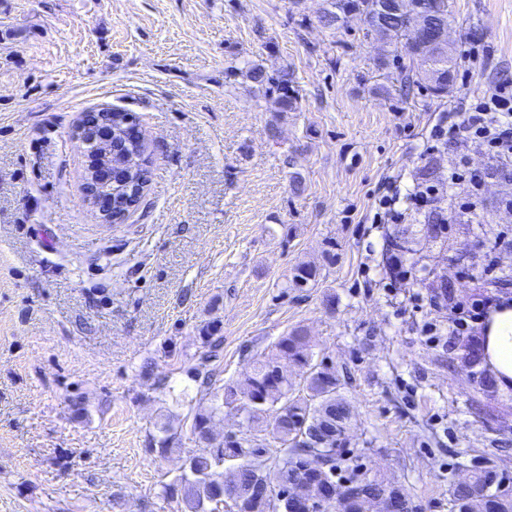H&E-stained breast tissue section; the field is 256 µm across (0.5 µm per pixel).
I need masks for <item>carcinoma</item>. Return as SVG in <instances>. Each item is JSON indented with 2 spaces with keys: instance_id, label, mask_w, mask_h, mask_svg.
<instances>
[{
  "instance_id": "carcinoma-1",
  "label": "carcinoma",
  "mask_w": 512,
  "mask_h": 512,
  "mask_svg": "<svg viewBox=\"0 0 512 512\" xmlns=\"http://www.w3.org/2000/svg\"><path fill=\"white\" fill-rule=\"evenodd\" d=\"M350 13L364 17V36L390 44L405 35L413 20L420 21L428 30L448 25V0H327L321 22L333 27ZM392 63L396 64L397 81L402 86L420 85L432 96L441 97L447 93L448 80L458 65V54L457 49L448 44L426 52L418 43L405 41L378 59L381 68ZM246 78L263 97L275 95L277 111L298 110L299 100L288 71L274 76L255 64L247 69ZM130 126H136V117L115 110L112 142L125 146L132 162L129 182L112 187L115 221L120 223L140 203L150 182L148 142L143 136H131ZM319 276L317 266L299 263L292 268L287 287L312 288ZM206 339L210 352L200 357L199 366L193 369V378L199 382L201 392L213 395V400L207 408L191 409V433L199 437L205 435L224 406L238 402L246 412L248 428L256 434L268 431L273 421L280 420L275 437L278 450L276 455L266 458L263 449L250 441L229 439L219 455L208 452L188 457L185 469L177 478L188 512H220V507L228 500L234 512L253 509L279 512L267 495L270 489L276 487L286 493L293 484L323 476L336 477L344 484L346 500L341 504V512H362L364 499L385 491L383 478L360 472L361 464L356 455L350 458L347 476L337 475L343 459L332 454L324 461L311 457V450L322 447L331 435L335 444H341V436L350 421V405L341 393L343 383L336 368L314 359L304 329L296 327L279 337L271 344L269 353L254 362L249 373L224 385L221 395L215 393L217 377L207 368V362L215 357L221 341L210 335ZM290 366L297 368L303 377L300 394L288 378ZM176 440V433L163 424L151 442L164 452ZM226 463L232 465L235 476V491L227 500L217 495L223 487L221 469ZM475 491L486 500L488 512H512V480L498 476L485 466L471 469L470 482L466 485L448 482L449 512H468V499Z\"/></svg>"
}]
</instances>
